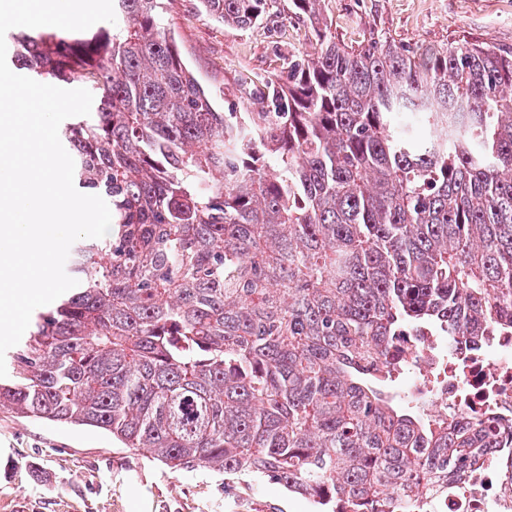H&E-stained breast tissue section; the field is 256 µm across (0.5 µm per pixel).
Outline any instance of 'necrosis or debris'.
<instances>
[{"instance_id":"obj_1","label":"necrosis or debris","mask_w":512,"mask_h":512,"mask_svg":"<svg viewBox=\"0 0 512 512\" xmlns=\"http://www.w3.org/2000/svg\"><path fill=\"white\" fill-rule=\"evenodd\" d=\"M401 392L442 413L497 418L512 431V334L472 347L422 329L407 355ZM445 512H512V446L477 456L444 503Z\"/></svg>"}]
</instances>
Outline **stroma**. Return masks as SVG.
Returning <instances> with one entry per match:
<instances>
[{"label": "stroma", "instance_id": "1", "mask_svg": "<svg viewBox=\"0 0 512 512\" xmlns=\"http://www.w3.org/2000/svg\"><path fill=\"white\" fill-rule=\"evenodd\" d=\"M337 40L356 46L370 33L412 47L460 38L512 49V0H321ZM181 53L219 111H255V93L281 74L288 56L314 39L288 0L240 29L207 16L199 0H165ZM0 512H314L278 485L228 479L197 468L176 472L108 433L20 419L0 410Z\"/></svg>", "mask_w": 512, "mask_h": 512}]
</instances>
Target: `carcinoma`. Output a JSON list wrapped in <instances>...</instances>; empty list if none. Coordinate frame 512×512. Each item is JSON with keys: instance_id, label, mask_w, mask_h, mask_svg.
Listing matches in <instances>:
<instances>
[{"instance_id": "obj_1", "label": "carcinoma", "mask_w": 512, "mask_h": 512, "mask_svg": "<svg viewBox=\"0 0 512 512\" xmlns=\"http://www.w3.org/2000/svg\"><path fill=\"white\" fill-rule=\"evenodd\" d=\"M274 2L200 0L238 28ZM320 2L290 0L315 48L260 112L215 108L163 0H113L120 23L90 35L13 37L15 69L92 93L59 137L112 227L71 248L78 285L32 318L0 409L317 512H433L503 435L402 405L398 344L512 328V51L349 48Z\"/></svg>"}]
</instances>
